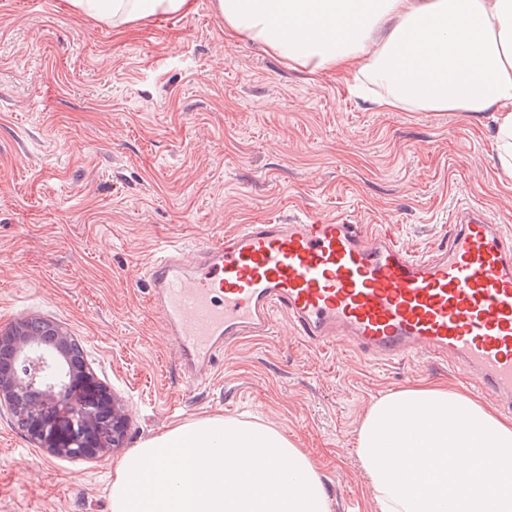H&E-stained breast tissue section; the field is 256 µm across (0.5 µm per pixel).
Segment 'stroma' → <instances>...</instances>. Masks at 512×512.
I'll use <instances>...</instances> for the list:
<instances>
[{"label":"stroma","mask_w":512,"mask_h":512,"mask_svg":"<svg viewBox=\"0 0 512 512\" xmlns=\"http://www.w3.org/2000/svg\"><path fill=\"white\" fill-rule=\"evenodd\" d=\"M493 134L491 113L379 112L340 77L226 40L213 0L135 29L69 0H0V330L62 323L128 415L120 447L76 460L0 413V512H108L130 449L216 414L284 431L332 512H372L356 455L371 404L444 381L486 394L444 359L322 352L281 315L188 384L145 266L161 242L190 261L236 225L291 215L389 224L416 253L447 240L461 205L512 231Z\"/></svg>","instance_id":"obj_1"}]
</instances>
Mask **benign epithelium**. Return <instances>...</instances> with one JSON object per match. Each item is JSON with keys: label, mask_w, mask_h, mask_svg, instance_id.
<instances>
[{"label": "benign epithelium", "mask_w": 512, "mask_h": 512, "mask_svg": "<svg viewBox=\"0 0 512 512\" xmlns=\"http://www.w3.org/2000/svg\"><path fill=\"white\" fill-rule=\"evenodd\" d=\"M51 336L46 343L18 322L0 332V359L8 362L0 369V405L23 413L30 438L48 452L96 457L109 446L100 436L101 418L111 419L115 447L125 435V409L87 362L67 359L71 334L64 325L54 323ZM37 386L40 397L30 396Z\"/></svg>", "instance_id": "7a95c632"}]
</instances>
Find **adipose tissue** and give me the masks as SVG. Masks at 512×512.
I'll return each instance as SVG.
<instances>
[{
    "instance_id": "obj_1",
    "label": "adipose tissue",
    "mask_w": 512,
    "mask_h": 512,
    "mask_svg": "<svg viewBox=\"0 0 512 512\" xmlns=\"http://www.w3.org/2000/svg\"><path fill=\"white\" fill-rule=\"evenodd\" d=\"M116 26L189 15L193 0H70ZM227 39L261 44L314 74L367 82L396 112H491L512 177V0H214ZM454 457L456 468L445 465ZM357 457L376 512H512V420L444 382L374 401ZM496 484H484L488 466ZM111 512H331L312 459L270 425L220 415L131 449Z\"/></svg>"
}]
</instances>
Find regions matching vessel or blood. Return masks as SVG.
Returning <instances> with one entry per match:
<instances>
[{"label":"vessel or blood","instance_id":"1","mask_svg":"<svg viewBox=\"0 0 512 512\" xmlns=\"http://www.w3.org/2000/svg\"><path fill=\"white\" fill-rule=\"evenodd\" d=\"M451 223L447 241L421 255L384 225L342 219L242 224L200 243L190 266L166 241L146 266L150 301L194 384L280 313L322 347L351 345L377 362L448 360L511 412L512 235L467 207Z\"/></svg>","mask_w":512,"mask_h":512}]
</instances>
